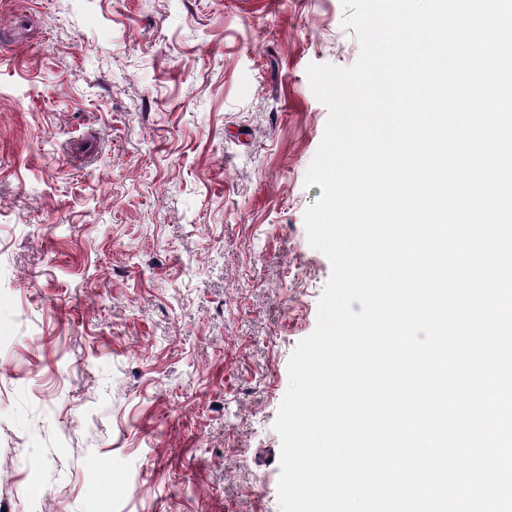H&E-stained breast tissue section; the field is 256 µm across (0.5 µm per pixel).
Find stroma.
<instances>
[{
	"mask_svg": "<svg viewBox=\"0 0 512 512\" xmlns=\"http://www.w3.org/2000/svg\"><path fill=\"white\" fill-rule=\"evenodd\" d=\"M342 0H0V512H280L331 264Z\"/></svg>",
	"mask_w": 512,
	"mask_h": 512,
	"instance_id": "stroma-1",
	"label": "stroma"
}]
</instances>
